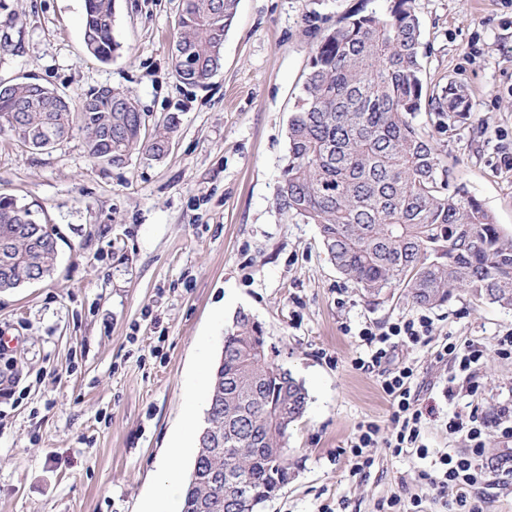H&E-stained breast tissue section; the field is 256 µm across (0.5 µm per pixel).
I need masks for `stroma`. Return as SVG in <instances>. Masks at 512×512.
I'll list each match as a JSON object with an SVG mask.
<instances>
[{"instance_id":"obj_1","label":"stroma","mask_w":512,"mask_h":512,"mask_svg":"<svg viewBox=\"0 0 512 512\" xmlns=\"http://www.w3.org/2000/svg\"><path fill=\"white\" fill-rule=\"evenodd\" d=\"M391 0H239L224 64L205 85L180 84L170 58L183 0H116L109 62L83 42L85 0H0V84L25 78L78 105L90 90L130 92L148 124L177 119L162 159L93 161L84 135L33 150L0 132V199L38 211L53 228L52 278L0 292V512H141L168 447L186 452L187 482L207 400L189 402L202 362L216 364L237 312L261 323L273 360L302 381L307 411L288 433L290 480L262 512H379L393 496L446 512L415 481L424 460L372 449L368 473L351 472L350 446L367 422L392 430L383 370L357 368L361 328L386 329L421 312L400 288L367 296L330 262L316 225L276 205L288 121L320 37L354 9ZM427 80L455 82L466 117L445 127L418 113L451 183L512 231V6L505 0H413ZM429 336L397 343L392 366L411 365L413 397L430 414V454L465 451L453 412L494 417L512 405V357L496 354L512 309L464 291L423 310ZM485 357L460 372L447 343ZM478 381L469 395V380ZM457 397H448L449 383ZM486 473L471 493L485 512H512L498 463L512 442L488 429Z\"/></svg>"}]
</instances>
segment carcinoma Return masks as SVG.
I'll list each match as a JSON object with an SVG mask.
<instances>
[{"label": "carcinoma", "mask_w": 512, "mask_h": 512, "mask_svg": "<svg viewBox=\"0 0 512 512\" xmlns=\"http://www.w3.org/2000/svg\"><path fill=\"white\" fill-rule=\"evenodd\" d=\"M238 0H185L171 68L178 81L205 84L222 66L224 37ZM115 0H86L83 39L102 62L121 48ZM467 111L453 83L430 89L423 78L420 22L412 0L388 12L341 18L317 44L303 96L288 123V160L277 193L286 215L318 226L336 269L370 296L403 288L418 306L448 302L455 290L478 302L512 307V233L463 188L449 190L430 137L412 122L427 112L445 119ZM176 118L147 132L137 100L96 90L71 107L37 82L0 85V131L34 150L80 130L94 161L119 165L132 155L163 157ZM17 262L0 269V291L54 274L57 244L25 205L0 199V238ZM303 383L269 356L262 327L239 311L212 372L206 427L213 444L198 448L182 512H235L224 477L247 482L265 502L287 483L288 431L305 414Z\"/></svg>", "instance_id": "obj_1"}]
</instances>
